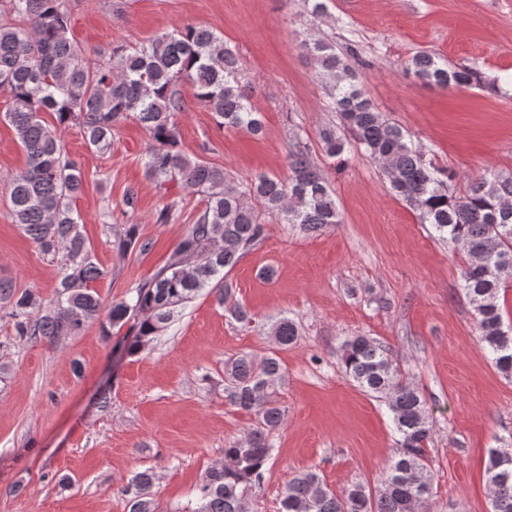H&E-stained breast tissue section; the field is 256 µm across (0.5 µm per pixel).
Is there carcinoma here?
<instances>
[{"mask_svg": "<svg viewBox=\"0 0 512 512\" xmlns=\"http://www.w3.org/2000/svg\"><path fill=\"white\" fill-rule=\"evenodd\" d=\"M304 46L329 80V96L349 135L346 142L336 129H323L324 151L335 156L348 142L361 149L380 165L394 195L419 212L422 223L466 250L469 261L462 281L474 306L481 347L511 377L512 330L505 327L499 294L512 275V174L481 177L465 194H456L453 174L426 159L399 126L374 108L332 45L306 40ZM409 66L424 84H480L478 68L450 69L432 53H418ZM184 83L213 112L218 126L261 132L259 112L248 94L251 80L237 52L213 30L187 24L132 49L114 46L111 54L92 60L69 36L65 0H0V92L11 102L3 120L12 125L26 153L25 170L10 183L12 212L26 236L59 264L56 296L46 305L0 278V302L10 304L6 316L19 340L52 342L103 316L112 328L128 326L133 337L128 351L135 353L206 288L235 320L248 324L253 321L249 310L228 304L233 286L224 270L263 241V216L296 224L307 233L340 223L310 148L298 139L288 151L289 179L260 174L239 185L224 168L177 150L174 116L185 108ZM43 112L55 113L61 125L78 126L87 146L101 154L111 150L121 122L137 121L151 139L146 176L161 186L174 181L206 198L205 208L167 261L106 308L90 288L104 271L72 207L83 193L84 174L69 159L56 129L42 119ZM119 247L145 254L152 245L137 237L136 225L128 224ZM273 335L286 347L297 340L299 329L283 317L273 325ZM342 363L358 387L387 403L398 434L396 453L373 490L355 483L338 493L312 468L292 473L280 512H432L434 479L427 451L434 429L425 396L403 375L391 350L371 336L346 339ZM285 373L274 354L259 361L247 354L224 361V399L255 416L256 427L246 444L224 449V463L207 471L187 512H245L246 496L258 495L273 452L269 437L286 415L280 401ZM485 479L490 512H512V448L490 451ZM153 482L148 470L132 477L125 489L129 512H158Z\"/></svg>", "mask_w": 512, "mask_h": 512, "instance_id": "cac0c4a2", "label": "carcinoma"}]
</instances>
